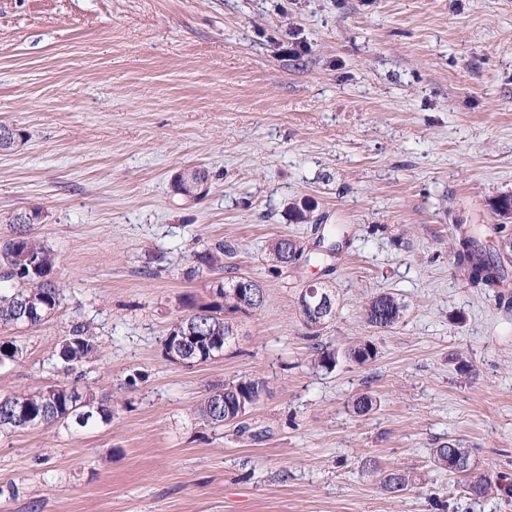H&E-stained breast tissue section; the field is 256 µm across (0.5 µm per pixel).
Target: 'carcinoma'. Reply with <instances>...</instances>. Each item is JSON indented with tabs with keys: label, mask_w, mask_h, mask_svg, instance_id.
<instances>
[{
	"label": "carcinoma",
	"mask_w": 512,
	"mask_h": 512,
	"mask_svg": "<svg viewBox=\"0 0 512 512\" xmlns=\"http://www.w3.org/2000/svg\"><path fill=\"white\" fill-rule=\"evenodd\" d=\"M206 180V173L196 169L184 177L178 191L190 196L195 185ZM456 234L451 246L455 266L463 273L468 284L485 293H497L503 287L505 275L497 258L486 252L477 239V229L469 224L455 225ZM288 243L301 257L303 249L296 240L284 235L268 245V256L281 264L282 245ZM224 257V245L205 249L194 254L201 266L213 267ZM54 254L43 243L19 229L14 236L0 241V283L10 284L0 289V324L14 325L16 313L23 301L35 296L41 312L56 311L61 303L62 292L51 279ZM37 287H32V283ZM235 280L222 282L213 289V296L224 299L199 303L189 296L185 305L190 309L186 321L175 322L170 333L181 335L188 350L195 352L208 346L226 348L237 335L235 324L224 319L225 313H234L232 288ZM407 306L391 294L377 295L363 305L366 322L376 328H392L399 324ZM312 366L331 371L336 366L335 352L319 344ZM96 342L85 325H76L62 340L57 357L72 373L83 363L95 357ZM375 344L370 340L355 343L347 350L350 360L363 364L375 358ZM22 348L12 340H0V366L19 359ZM266 390L265 382L252 376H243L235 382L212 390L196 410L199 420L210 427H220L225 418L236 417L241 398L259 402ZM112 418V409L104 404L92 390L80 391L75 385H54L40 391L0 398V432L24 430L44 425L62 423L80 428ZM471 454L460 442L450 440L433 451V466L452 474L464 476V492L474 497L495 494L512 499V478L492 474L471 475ZM410 475L401 469L381 472L380 485L387 493H397L408 487Z\"/></svg>",
	"instance_id": "carcinoma-1"
}]
</instances>
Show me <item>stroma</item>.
I'll return each instance as SVG.
<instances>
[{
  "mask_svg": "<svg viewBox=\"0 0 512 512\" xmlns=\"http://www.w3.org/2000/svg\"><path fill=\"white\" fill-rule=\"evenodd\" d=\"M0 124V239L39 210L63 290L39 326H0L23 349L0 396L77 379L57 351L82 323L100 352L79 379L113 410L0 433V512H512L432 465L455 439L512 478V255L500 300L448 256L460 220L512 242L492 211L512 195V0H0ZM190 167L199 200L174 190ZM336 225L334 257L308 262ZM282 235L306 256L277 271ZM219 241L223 268H199ZM242 276L264 303L237 342L170 360L183 298ZM315 282L336 294L329 372L298 304ZM379 292L407 306L394 328L365 322ZM364 338L377 356L358 364ZM244 375L267 383L252 412L202 425L209 390ZM380 468L415 480L386 493ZM287 241H288V245H292L293 248L297 250V254L295 256L294 262L296 260H298L303 253V249L301 248V246H299V244L297 243V241L295 239L289 238L288 236H285V235L273 239L268 245V256L273 263H276L277 265H279L281 267H282L281 262L286 267L293 264V263H291V261H289L290 257H289L288 249H286L284 251V253L282 255V260H281L282 245Z\"/></svg>",
  "mask_w": 512,
  "mask_h": 512,
  "instance_id": "35a3bbf8",
  "label": "stroma"
}]
</instances>
